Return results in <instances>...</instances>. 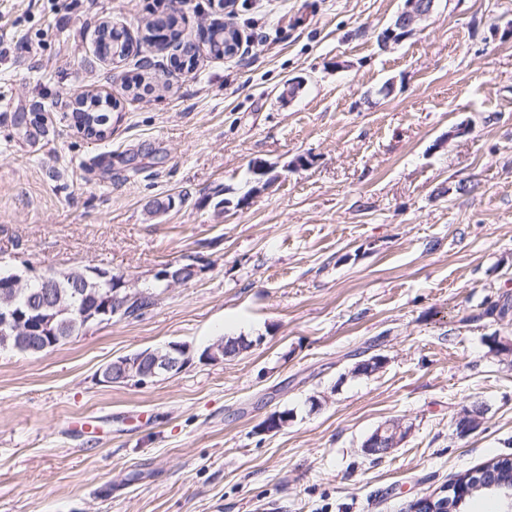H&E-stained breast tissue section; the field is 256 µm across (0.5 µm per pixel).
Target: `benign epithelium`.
<instances>
[{
    "mask_svg": "<svg viewBox=\"0 0 512 512\" xmlns=\"http://www.w3.org/2000/svg\"><path fill=\"white\" fill-rule=\"evenodd\" d=\"M434 0H407L406 7L399 13L395 27L386 30L382 40L386 43L398 40L400 31L411 32L431 13ZM198 274L194 264H168L156 278L167 286L186 284ZM70 283L95 290L96 306L75 307L62 299L51 304L25 310L18 307L0 308V340H14L15 348L37 354L57 344L58 337L52 335L57 319L65 316L67 322L85 330L93 325L112 321V317L124 313L130 304V295L121 293L128 287L123 277H112V273L94 267L67 273ZM191 348L185 343H170L158 349L139 351L108 363L101 371L102 382L108 384L133 383L144 385L157 378L174 375L182 371L190 360ZM407 435L400 424L380 427L364 443L366 452L383 456L399 447Z\"/></svg>",
    "mask_w": 512,
    "mask_h": 512,
    "instance_id": "7a95c632",
    "label": "benign epithelium"
}]
</instances>
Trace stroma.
Listing matches in <instances>:
<instances>
[{"label":"stroma","mask_w":512,"mask_h":512,"mask_svg":"<svg viewBox=\"0 0 512 512\" xmlns=\"http://www.w3.org/2000/svg\"><path fill=\"white\" fill-rule=\"evenodd\" d=\"M215 2L181 8L188 66L141 41L170 0H0V268L154 296L0 351V512H406L512 455V0H436L387 46L406 0ZM218 18L241 36L219 59ZM104 22L126 56L99 57ZM84 92L119 103L103 138ZM168 263L200 274L159 285ZM225 335L254 345L199 361ZM172 342L181 373L101 382ZM370 345L383 368L352 374ZM388 422L404 442L365 455Z\"/></svg>","instance_id":"obj_1"}]
</instances>
